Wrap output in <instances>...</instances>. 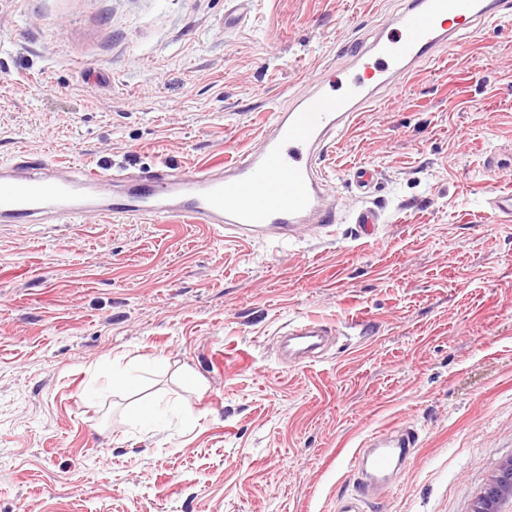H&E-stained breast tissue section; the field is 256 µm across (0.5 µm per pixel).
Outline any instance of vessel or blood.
I'll use <instances>...</instances> for the list:
<instances>
[{
  "mask_svg": "<svg viewBox=\"0 0 512 512\" xmlns=\"http://www.w3.org/2000/svg\"><path fill=\"white\" fill-rule=\"evenodd\" d=\"M509 15L512 0H407L392 21L397 37L379 35L351 46L354 74L342 93L329 96L317 89L289 105H273L249 152L188 173L166 167L117 171L121 189L95 204L87 203L85 195L101 187L100 174H64L39 161L27 176L0 175V220L77 224L94 212L150 222L186 217L225 239L261 240L284 250L305 231L335 222L324 194L325 178L309 162L310 152L348 132L380 88L404 80L475 25ZM329 333L321 323L296 322L288 332L291 359L311 360L320 337ZM415 442L413 431L404 427L377 432L370 440L373 470L384 474Z\"/></svg>",
  "mask_w": 512,
  "mask_h": 512,
  "instance_id": "1",
  "label": "vessel or blood"
}]
</instances>
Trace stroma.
Returning <instances> with one entry per match:
<instances>
[{
    "mask_svg": "<svg viewBox=\"0 0 512 512\" xmlns=\"http://www.w3.org/2000/svg\"><path fill=\"white\" fill-rule=\"evenodd\" d=\"M404 4L250 0L230 27L229 0H0V163L238 157ZM316 163L334 232L277 253L199 224H0V512H337L348 459L399 423L419 444L363 512H470L512 456V221L487 204L512 192V17L382 90ZM302 318L333 334L297 365L278 340ZM127 365L135 384L105 387ZM154 401L192 417L136 424Z\"/></svg>",
    "mask_w": 512,
    "mask_h": 512,
    "instance_id": "1",
    "label": "stroma"
}]
</instances>
